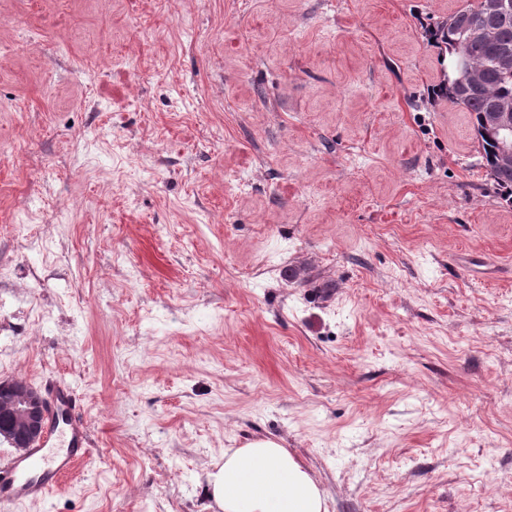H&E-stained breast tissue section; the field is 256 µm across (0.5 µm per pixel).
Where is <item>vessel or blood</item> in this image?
I'll return each instance as SVG.
<instances>
[{
	"label": "vessel or blood",
	"instance_id": "obj_1",
	"mask_svg": "<svg viewBox=\"0 0 512 512\" xmlns=\"http://www.w3.org/2000/svg\"><path fill=\"white\" fill-rule=\"evenodd\" d=\"M46 395L49 414L43 438L0 464V512L44 499L90 455V432L77 413L79 400L71 384L56 381Z\"/></svg>",
	"mask_w": 512,
	"mask_h": 512
}]
</instances>
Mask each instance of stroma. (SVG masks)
Listing matches in <instances>:
<instances>
[{"label":"stroma","instance_id":"1","mask_svg":"<svg viewBox=\"0 0 512 512\" xmlns=\"http://www.w3.org/2000/svg\"><path fill=\"white\" fill-rule=\"evenodd\" d=\"M468 0H0V380L88 463L17 512H204L271 436L327 512H512V198L433 100Z\"/></svg>","mask_w":512,"mask_h":512}]
</instances>
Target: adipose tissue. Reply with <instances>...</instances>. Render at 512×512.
<instances>
[{
	"label": "adipose tissue",
	"instance_id": "adipose-tissue-1",
	"mask_svg": "<svg viewBox=\"0 0 512 512\" xmlns=\"http://www.w3.org/2000/svg\"><path fill=\"white\" fill-rule=\"evenodd\" d=\"M208 487L222 512H327L313 476L271 437L226 449Z\"/></svg>",
	"mask_w": 512,
	"mask_h": 512
}]
</instances>
